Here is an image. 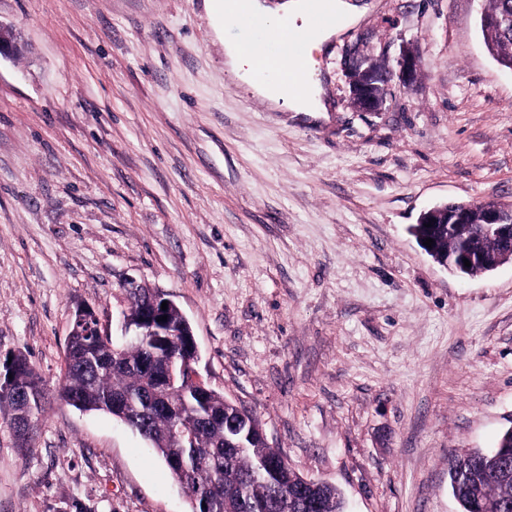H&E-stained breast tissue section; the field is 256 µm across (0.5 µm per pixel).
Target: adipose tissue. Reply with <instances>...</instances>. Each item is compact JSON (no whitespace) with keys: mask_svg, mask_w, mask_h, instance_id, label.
Instances as JSON below:
<instances>
[{"mask_svg":"<svg viewBox=\"0 0 512 512\" xmlns=\"http://www.w3.org/2000/svg\"><path fill=\"white\" fill-rule=\"evenodd\" d=\"M330 7L340 19L339 26L318 29L310 41L299 46H285L273 60L268 57L267 42L225 43L227 66L239 78L253 81L262 98L285 111H325L324 89L311 81L316 71V56L328 50L332 39L341 35L344 29L359 23L367 11L358 0H331ZM205 9L214 25H221L225 20L258 21L274 35L281 33L283 18L305 26L311 16L309 0H289L280 11L271 8L266 0H207ZM288 72L300 74L301 82L288 85L284 78Z\"/></svg>","mask_w":512,"mask_h":512,"instance_id":"adipose-tissue-1","label":"adipose tissue"}]
</instances>
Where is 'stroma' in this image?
Wrapping results in <instances>:
<instances>
[{
    "label": "stroma",
    "instance_id": "obj_1",
    "mask_svg": "<svg viewBox=\"0 0 512 512\" xmlns=\"http://www.w3.org/2000/svg\"><path fill=\"white\" fill-rule=\"evenodd\" d=\"M320 57L327 111L271 108L224 66L203 0H0V355L56 386L76 307L113 337L136 278L194 334L198 372L347 512H459L448 455L512 428V264L450 272L410 232L446 202H512V70L488 0H370ZM419 68L379 112L352 53ZM0 512H191L112 416L53 398L27 447L0 421ZM488 49L501 61H512V34L482 29Z\"/></svg>",
    "mask_w": 512,
    "mask_h": 512
}]
</instances>
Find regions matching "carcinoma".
<instances>
[{
  "mask_svg": "<svg viewBox=\"0 0 512 512\" xmlns=\"http://www.w3.org/2000/svg\"><path fill=\"white\" fill-rule=\"evenodd\" d=\"M488 49L502 62L512 61V34L483 31ZM448 238V260L467 250L478 258L487 248V239L475 226L467 240ZM128 310L148 307L145 288L126 289ZM189 336H144L139 340L117 342L112 337L75 336L61 370L60 396L82 411L114 416L138 433L169 468L186 493L191 512H311L304 499L286 505L293 488L304 477L284 463L281 454L261 441L246 453L224 447V420L251 413L236 404L225 403L224 395L209 386L183 381L174 386L159 379L170 359L191 358ZM33 390L31 400L18 399L19 388ZM124 402L125 410H112V401ZM47 403L46 387L27 356L14 354L10 387L0 388V417L8 426L22 415L37 419ZM192 436L179 443L175 432ZM264 456L282 463L278 476L267 479L256 471L257 458ZM511 464L501 467L493 451L469 449L448 460L452 495L461 512H484V502L501 505V512H512ZM319 500L318 512H344V502L336 487L323 481L308 486Z\"/></svg>",
  "mask_w": 512,
  "mask_h": 512,
  "instance_id": "carcinoma-1",
  "label": "carcinoma"
}]
</instances>
